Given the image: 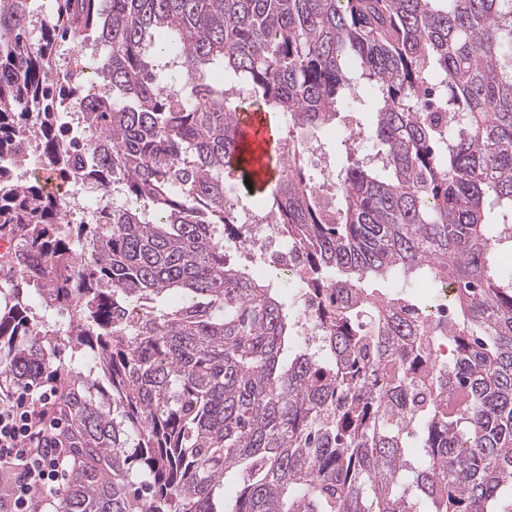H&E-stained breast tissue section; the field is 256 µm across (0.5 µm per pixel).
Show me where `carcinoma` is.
Returning a JSON list of instances; mask_svg holds the SVG:
<instances>
[{
	"label": "carcinoma",
	"mask_w": 512,
	"mask_h": 512,
	"mask_svg": "<svg viewBox=\"0 0 512 512\" xmlns=\"http://www.w3.org/2000/svg\"><path fill=\"white\" fill-rule=\"evenodd\" d=\"M87 32L89 81L54 52ZM368 91L325 192L312 140ZM243 104L273 129L260 215L305 254L315 343L224 245L247 238ZM32 142L98 190L93 223L1 164ZM0 235V387L50 377L71 421L58 512H512V0H0ZM396 279L448 290V321Z\"/></svg>",
	"instance_id": "cac0c4a2"
}]
</instances>
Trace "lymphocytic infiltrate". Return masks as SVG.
Segmentation results:
<instances>
[{
	"mask_svg": "<svg viewBox=\"0 0 512 512\" xmlns=\"http://www.w3.org/2000/svg\"><path fill=\"white\" fill-rule=\"evenodd\" d=\"M57 396L50 379L0 399V512H44L68 480L70 444L51 415Z\"/></svg>",
	"mask_w": 512,
	"mask_h": 512,
	"instance_id": "obj_1",
	"label": "lymphocytic infiltrate"
}]
</instances>
